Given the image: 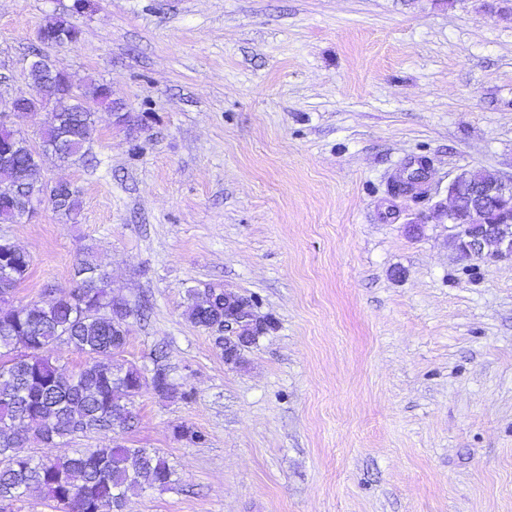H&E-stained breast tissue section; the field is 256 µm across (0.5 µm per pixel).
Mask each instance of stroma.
Returning <instances> with one entry per match:
<instances>
[{
    "instance_id": "35a3bbf8",
    "label": "stroma",
    "mask_w": 512,
    "mask_h": 512,
    "mask_svg": "<svg viewBox=\"0 0 512 512\" xmlns=\"http://www.w3.org/2000/svg\"><path fill=\"white\" fill-rule=\"evenodd\" d=\"M55 14L81 35L45 54L128 117L97 112L96 165L45 159L76 221L44 202L0 224L33 258L14 301L93 248L113 296L151 305L121 360L163 351L182 395L144 384L133 430L27 452L158 449L175 484L125 512H512V262L463 259L437 215L462 171L512 176V8L0 0V107ZM421 159L424 194L393 193ZM208 285L271 323L239 363L185 315ZM48 195L46 199L53 210L56 211L62 217H66L67 219L76 220L77 215L80 210V202L77 197L76 191H74L71 187L58 189L57 187H53L49 193H45ZM57 198L55 201L54 198Z\"/></svg>"
}]
</instances>
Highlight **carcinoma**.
Segmentation results:
<instances>
[{
	"label": "carcinoma",
	"instance_id": "carcinoma-1",
	"mask_svg": "<svg viewBox=\"0 0 512 512\" xmlns=\"http://www.w3.org/2000/svg\"><path fill=\"white\" fill-rule=\"evenodd\" d=\"M51 16L41 25L75 43L80 30H62ZM69 103L54 112L34 147L21 132L0 130V150L11 160L0 164V224H15L26 203L21 173L36 172L46 156L64 164L90 163L94 115L116 109L105 84L68 78ZM49 203L59 215L74 220L80 210L76 191L52 188ZM31 255L0 236V274L14 287L29 274ZM75 286L47 290L48 298L0 308V504L27 496L52 502L55 512H123L131 493L164 489L174 482V469L154 448L106 444L72 456L45 461L21 452L32 439L52 441L134 427L135 398L145 377L136 365L114 359L126 345L129 313L145 316L142 306L112 297L107 274L90 251L77 259ZM190 323L206 330L224 329V289L188 291ZM65 345L87 356L67 374L58 365L55 348ZM151 384L165 399L178 397L179 386L163 366L154 367Z\"/></svg>",
	"mask_w": 512,
	"mask_h": 512
}]
</instances>
